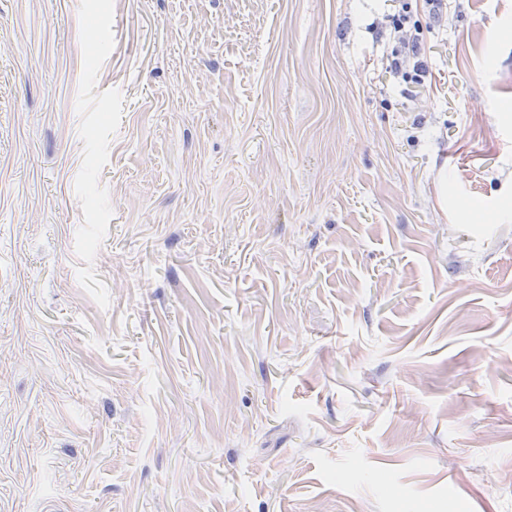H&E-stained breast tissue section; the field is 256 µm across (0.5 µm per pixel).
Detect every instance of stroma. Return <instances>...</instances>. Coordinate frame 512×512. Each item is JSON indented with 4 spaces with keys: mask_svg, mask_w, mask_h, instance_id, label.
I'll return each instance as SVG.
<instances>
[{
    "mask_svg": "<svg viewBox=\"0 0 512 512\" xmlns=\"http://www.w3.org/2000/svg\"><path fill=\"white\" fill-rule=\"evenodd\" d=\"M0 0V512H512V0ZM398 23L395 26L396 32H400V39L404 45L405 54L402 58L396 56L391 61L390 69L395 73H401L405 67L406 63L410 58H417L421 51V42L419 38V34L416 29L414 32L411 30H405L404 22L400 19L397 21ZM407 50V51H406Z\"/></svg>",
    "mask_w": 512,
    "mask_h": 512,
    "instance_id": "stroma-1",
    "label": "stroma"
}]
</instances>
